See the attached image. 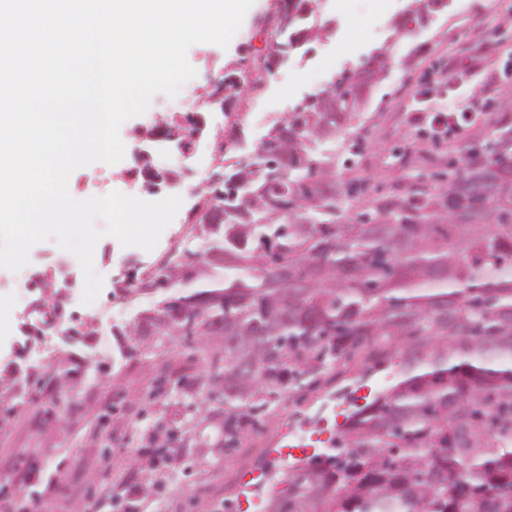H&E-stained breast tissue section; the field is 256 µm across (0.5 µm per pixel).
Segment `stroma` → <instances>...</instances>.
<instances>
[{
	"mask_svg": "<svg viewBox=\"0 0 512 512\" xmlns=\"http://www.w3.org/2000/svg\"><path fill=\"white\" fill-rule=\"evenodd\" d=\"M275 2L253 0L227 47L211 43L189 47L187 60L196 70L195 77L181 86L177 96L154 95L145 114L121 125L122 160L112 165L96 163L109 191L146 199L141 180L133 176L143 163L135 157V149H145L147 161L155 168L167 167L175 155L157 143L138 140L135 130L153 127L186 102L207 120L203 138L184 161L183 205L192 207L199 200L194 192L198 171L214 165L216 135H223L229 155L249 153L294 103L322 90L342 70L358 68L376 48L386 49L387 69L359 109L360 119L375 123L376 137L358 170L383 188L408 186L414 175L428 172L421 157L429 151L436 149L448 157L457 154L459 142L433 147L420 128L409 126L406 119L413 109L434 110L451 99L466 109L482 107L478 88L464 73L467 46L493 43L494 98H512V31L500 37L494 34L497 27L512 22V0H451L443 13L403 37L388 24L378 30L363 26L364 0H312V14L318 24L328 26V33L293 50L287 63L267 76L260 97L243 92L234 110H215L204 100L209 82L227 74L252 73L256 60L278 42L276 32L264 25ZM443 59L452 64L454 75L426 92L432 65ZM402 150L416 155L414 165L401 167L396 154ZM95 226L103 235L94 249L93 269L103 286L89 309L102 311L103 317L78 323L80 336L75 344H68L55 331L32 342L23 330L43 320L50 297L67 292L74 303H81L84 277L77 258L68 259L74 279L70 288L55 272L60 249L52 239L31 249L28 274L0 269V287L6 289L25 287L31 274L41 278L40 288L29 293L26 303L0 307L7 317L6 327L0 329V409L13 412L10 422L0 427V512H93L83 484H118L143 458L139 436L150 419L160 414L177 418L184 411L175 396L154 406L147 402L162 365L160 354L139 350L138 337L130 335L122 346L134 348L131 356H121L120 346L104 350L98 344L101 332L127 329L153 296L145 293L130 304H113L117 284L144 275L148 253L105 234V221L96 220ZM76 365L81 368L76 383L51 390L40 381L43 374H61ZM398 373L394 362L372 369L359 362L341 373L322 375L318 384L305 391L283 394L266 406L259 430L245 435L236 448L219 457L199 449L189 468L173 463L174 479L161 493L147 499L134 497L138 512H231L226 502L233 499L243 470L263 465L279 442L293 446L318 430L339 431L337 401L360 407L393 384ZM29 464L41 469V478L20 481L16 468Z\"/></svg>",
	"mask_w": 512,
	"mask_h": 512,
	"instance_id": "1",
	"label": "stroma"
}]
</instances>
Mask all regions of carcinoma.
I'll use <instances>...</instances> for the list:
<instances>
[{"label": "carcinoma", "mask_w": 512, "mask_h": 512, "mask_svg": "<svg viewBox=\"0 0 512 512\" xmlns=\"http://www.w3.org/2000/svg\"><path fill=\"white\" fill-rule=\"evenodd\" d=\"M446 7L412 0L395 27ZM307 11L308 0H281L284 43L321 36L303 26ZM363 80L345 70L285 113L224 175L222 212L208 204L198 220L197 259L147 285L162 297L131 334L163 353L183 336L202 353L193 375L195 358L167 360L152 396L222 405L221 453L288 390L361 351L396 358L398 380L347 417L330 452L283 473L267 512H512V101L491 141L430 158L399 196L369 176L342 178L324 148L341 138L344 162L359 165ZM143 447L157 472L146 499L194 444L161 416Z\"/></svg>", "instance_id": "1"}]
</instances>
